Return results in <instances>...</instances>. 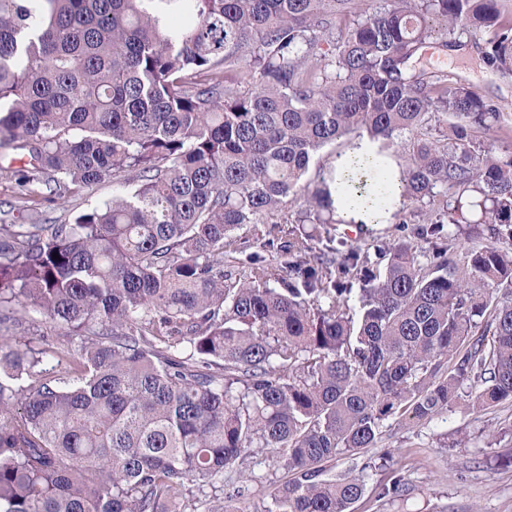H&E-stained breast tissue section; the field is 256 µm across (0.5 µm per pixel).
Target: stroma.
<instances>
[{"label": "stroma", "mask_w": 512, "mask_h": 512, "mask_svg": "<svg viewBox=\"0 0 512 512\" xmlns=\"http://www.w3.org/2000/svg\"><path fill=\"white\" fill-rule=\"evenodd\" d=\"M483 45L482 36L466 34L451 50L427 49L422 63L456 72L473 91L492 99L512 119V75L501 74L482 59ZM14 157L11 149H0V222H26L36 209L51 223L65 224L76 212L111 199L120 189L118 183L107 179L75 189L63 203L22 199L5 171ZM410 231V225L398 223L370 224L355 231L341 224L282 223L275 225L271 237L277 240L294 232L316 233L321 240L370 252L377 246L390 247ZM366 461L377 463L378 468L371 472L366 493L353 512H512V405L479 411L464 397L426 423L389 420L376 447L353 456H337L331 472L338 476L355 471ZM248 466L254 479L233 501L236 512H260L272 486L287 477L286 470L266 450L254 452ZM394 472L404 478L405 492L380 497V483Z\"/></svg>", "instance_id": "1"}]
</instances>
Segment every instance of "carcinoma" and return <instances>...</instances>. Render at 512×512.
Returning <instances> with one entry per match:
<instances>
[{
  "mask_svg": "<svg viewBox=\"0 0 512 512\" xmlns=\"http://www.w3.org/2000/svg\"><path fill=\"white\" fill-rule=\"evenodd\" d=\"M355 4L0 0L20 198L124 185L71 224H0V323L26 304L79 338L0 350V512H196L190 488L248 478L255 448L288 471L262 512H352L376 464H326L386 421L512 402V151L480 139L504 115L411 64L479 32L512 74V19L500 0H379L336 27ZM364 133L385 152L411 139L414 239L373 260L312 234L279 265L237 257L234 233L264 239L298 195L295 223H335L333 173L303 180Z\"/></svg>",
  "mask_w": 512,
  "mask_h": 512,
  "instance_id": "cac0c4a2",
  "label": "carcinoma"
}]
</instances>
